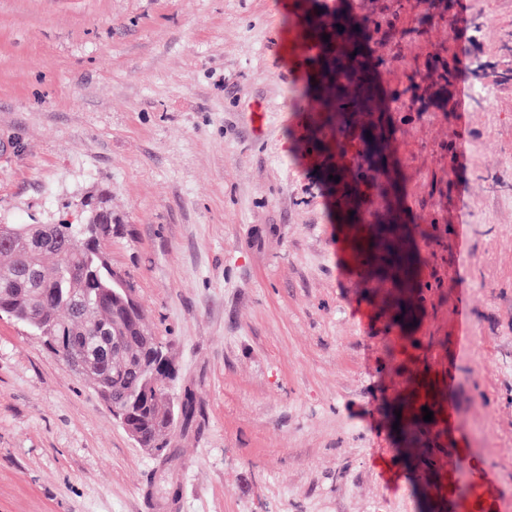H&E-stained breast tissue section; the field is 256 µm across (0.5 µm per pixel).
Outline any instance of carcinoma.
<instances>
[{"instance_id":"1","label":"carcinoma","mask_w":512,"mask_h":512,"mask_svg":"<svg viewBox=\"0 0 512 512\" xmlns=\"http://www.w3.org/2000/svg\"><path fill=\"white\" fill-rule=\"evenodd\" d=\"M385 21H355L342 15L309 19L305 40L322 45L314 81L294 90L317 118V138L302 143L304 149L322 145L327 155L343 159L357 155L376 157L388 148V130L382 119L362 41L379 33ZM343 30H338V26ZM329 40H323V35ZM436 93H448L455 80L453 63L436 64ZM369 113V126L354 130L355 112ZM325 175L339 177L336 211L343 215L352 234L354 257L359 267L390 279L391 287H410L414 249L398 224L375 226L361 215L367 172L359 164L325 163ZM112 209L100 196L81 224L61 223L44 229L41 224L0 225V312L26 325L40 336L59 358L78 359L89 367L87 377L100 380L102 395L128 413L129 426L137 430L142 448H154L167 457V448L178 429L190 426L197 410L192 399L170 397L168 383L177 375L165 346L159 352L145 347L138 330H148L143 312L124 311L128 289L124 277L112 268L107 245L112 240ZM54 259L47 268L45 259ZM393 324L405 328L414 320L411 300H399ZM124 337V347L112 350V337ZM412 393L397 406L401 419L397 430L428 442L446 456L447 383L418 368L410 376ZM433 411L423 420L422 407Z\"/></svg>"}]
</instances>
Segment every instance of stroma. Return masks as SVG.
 <instances>
[{"mask_svg": "<svg viewBox=\"0 0 512 512\" xmlns=\"http://www.w3.org/2000/svg\"><path fill=\"white\" fill-rule=\"evenodd\" d=\"M304 0H0V224L79 222L107 194L112 267L172 351L193 426L139 448L92 383L0 316V512H457L428 500L388 407L415 359L447 377L453 447L512 512V84L475 102L512 0H318L375 18L407 229L414 343L349 258L291 95ZM455 59L450 105L411 78Z\"/></svg>", "mask_w": 512, "mask_h": 512, "instance_id": "stroma-1", "label": "stroma"}]
</instances>
